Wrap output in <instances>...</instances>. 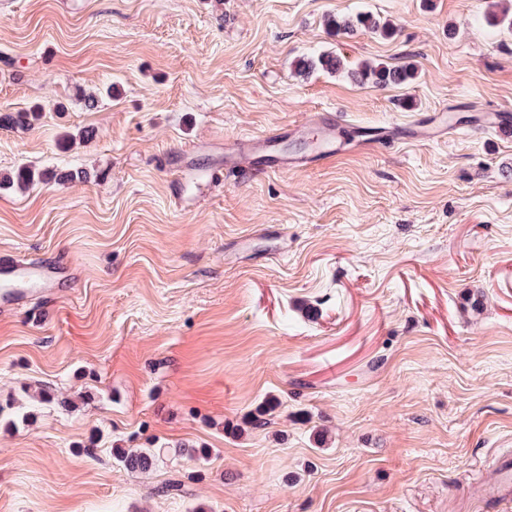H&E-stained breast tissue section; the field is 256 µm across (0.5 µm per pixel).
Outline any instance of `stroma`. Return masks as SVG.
<instances>
[{
    "label": "stroma",
    "mask_w": 512,
    "mask_h": 512,
    "mask_svg": "<svg viewBox=\"0 0 512 512\" xmlns=\"http://www.w3.org/2000/svg\"><path fill=\"white\" fill-rule=\"evenodd\" d=\"M505 7L0 0V113L42 107L0 127V177L91 175L0 190V401L32 413L0 424V512H512L478 489L512 450V134L204 179L289 124L312 153L320 112L512 108ZM366 12L393 35L326 26ZM325 50L416 77L296 72ZM116 447L161 456L132 473ZM352 78L361 83H372L374 86L404 84L415 77V67L412 64L400 67H389L383 63L362 62L351 72ZM83 181L87 179V173L82 170L57 171L45 169L35 171L28 167L19 168L13 175L0 178V188L26 189L35 182H49L51 180Z\"/></svg>",
    "instance_id": "stroma-1"
}]
</instances>
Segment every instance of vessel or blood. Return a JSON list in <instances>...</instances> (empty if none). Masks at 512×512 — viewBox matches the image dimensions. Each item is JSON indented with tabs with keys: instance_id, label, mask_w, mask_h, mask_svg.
Instances as JSON below:
<instances>
[{
	"instance_id": "vessel-or-blood-1",
	"label": "vessel or blood",
	"mask_w": 512,
	"mask_h": 512,
	"mask_svg": "<svg viewBox=\"0 0 512 512\" xmlns=\"http://www.w3.org/2000/svg\"><path fill=\"white\" fill-rule=\"evenodd\" d=\"M320 135L318 147L308 156H296L280 151V144L296 138L300 127L288 126L263 137H242L233 148L224 152L225 169L259 164L264 170H279L324 164L353 151H372L387 144L431 143L447 137L454 128L444 113H433L426 119L390 122L377 128L354 129L351 138L341 135L343 123L339 115H317ZM469 127L497 132L512 130V115L502 109H479L469 117ZM495 497L500 501L512 499V455H504L492 471Z\"/></svg>"
}]
</instances>
